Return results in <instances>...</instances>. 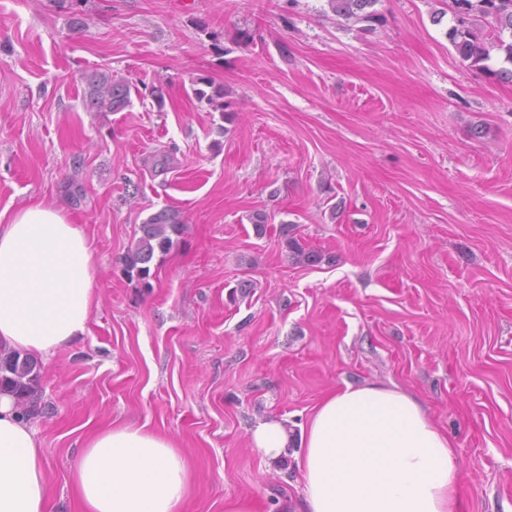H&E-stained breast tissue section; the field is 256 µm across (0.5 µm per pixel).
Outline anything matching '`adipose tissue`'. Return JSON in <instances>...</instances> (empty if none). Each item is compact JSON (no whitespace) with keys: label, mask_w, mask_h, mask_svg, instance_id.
<instances>
[{"label":"adipose tissue","mask_w":512,"mask_h":512,"mask_svg":"<svg viewBox=\"0 0 512 512\" xmlns=\"http://www.w3.org/2000/svg\"><path fill=\"white\" fill-rule=\"evenodd\" d=\"M96 269L83 227L32 203L0 225V351L49 361L85 336ZM281 421L256 424L268 460L293 457L308 512H460L448 435L407 393L384 386L329 393L299 451ZM78 512H193L192 474L165 434L113 425L91 433L70 471ZM41 442L15 396L0 391V512H54Z\"/></svg>","instance_id":"ef3b65f1"}]
</instances>
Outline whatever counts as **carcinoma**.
<instances>
[{
  "label": "carcinoma",
  "mask_w": 512,
  "mask_h": 512,
  "mask_svg": "<svg viewBox=\"0 0 512 512\" xmlns=\"http://www.w3.org/2000/svg\"><path fill=\"white\" fill-rule=\"evenodd\" d=\"M329 9L346 21L374 27L383 22L375 9L379 0H327ZM455 24L446 36L462 61L476 71L501 82L512 83V0H452ZM501 57L500 67L490 65L492 52ZM131 88L112 76L95 72L88 77V107L95 112H120L130 103ZM140 236L122 258L124 273L141 287H151L150 264L155 254H169L183 233L179 215L168 208L151 214L139 226ZM289 223H281L290 258L312 265L322 261V254L303 246L289 235ZM37 361L28 357L0 354V387L11 389L18 406L32 417L40 412Z\"/></svg>",
  "instance_id": "carcinoma-1"
}]
</instances>
